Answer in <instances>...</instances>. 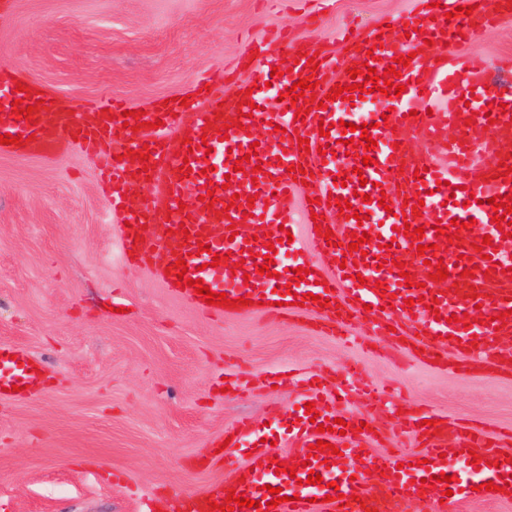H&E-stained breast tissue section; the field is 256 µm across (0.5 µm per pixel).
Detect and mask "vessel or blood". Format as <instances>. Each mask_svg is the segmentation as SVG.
I'll return each mask as SVG.
<instances>
[{
    "mask_svg": "<svg viewBox=\"0 0 512 512\" xmlns=\"http://www.w3.org/2000/svg\"><path fill=\"white\" fill-rule=\"evenodd\" d=\"M415 7L407 20L412 32L404 39L395 38L386 23L367 32L344 31L343 44L353 49L349 57L336 59L324 55L318 69L296 59L300 41L282 34L269 40L251 61L250 79L254 90L250 103L238 106L236 99L219 98L205 91V84L220 82V75L205 72L197 76L196 93L187 105H176L157 113H148V121H171L181 117V133L190 137L193 152L189 158L176 156L161 138L146 139L143 133L125 129L122 113L125 106L104 97L83 108L52 111L42 103L33 122L16 119L9 103L17 99L15 84L19 77L12 69L0 67V135L9 133L27 137V146L44 159L56 160L73 149L99 159L100 187L113 215L123 221L119 238L123 260H135L153 266L166 286H173L174 274L168 266L183 259L188 276L203 280L211 291L225 293L228 299L243 298L237 313L275 314L279 299L294 301L306 298L305 310L320 316H333V336L353 342L352 316L365 315L385 334L394 325L397 336L414 340L424 353L423 361H436L446 367L449 352L463 350L466 361L481 364L500 373L512 371V277L507 270L512 260L501 248L502 234L492 221V197L512 194V172L499 178L501 164L512 168V94L489 95L486 79L465 75L460 59L445 56L447 44L474 40L486 28L499 22L497 14L486 11L480 0H414ZM473 6L470 15L461 14L464 6ZM381 41V59L377 70H386L393 58L411 56L402 68L398 84L401 95L366 94L373 107L358 113L348 100L327 101L332 86H350L352 67L367 62L370 42ZM280 75H273V68ZM318 82L314 97L300 98L306 107L304 119L279 102L302 77ZM221 113L229 124L227 139H220L214 113ZM242 128H234V120ZM369 124V136L375 148L356 146L351 156L362 175L344 174L335 159H323L320 147L342 151L341 122ZM330 128L329 136L319 134L320 125ZM263 131L261 140L249 136V128ZM310 141L309 149L298 146L299 139ZM128 150L129 155L115 159L113 145ZM438 144L448 154L447 164L434 163L425 147ZM149 149L147 164H140L132 154ZM371 155L373 165L363 166L364 155ZM249 156L251 165L262 166L258 179L237 172L235 162ZM190 165L187 178L178 169ZM309 172L307 197L313 198L312 213L296 215L287 199L295 188L290 165ZM423 177H416V170ZM215 185L217 201L205 208L202 196L206 185ZM237 189L239 199H231L229 189ZM370 195L364 203L362 195ZM332 197L350 200L358 218L348 219L339 207L329 205ZM187 207H180V200ZM420 206L421 217L403 219L404 205ZM324 217L334 232L332 240L316 234L312 214ZM476 221L483 233L469 229ZM464 230H457V223ZM170 224L172 232L164 245H157L151 225ZM411 224L423 228L425 252L412 248L410 237L402 227ZM291 231L292 242L276 243L267 251V232ZM378 233L379 242L364 244L362 251L350 250L355 230ZM456 233L460 243L451 244L447 234ZM490 245H482L483 237ZM209 245V252H199V244ZM222 255L214 264V255ZM273 259L274 277L261 275L266 259ZM405 264L406 277L388 270L389 261ZM242 269H235V262ZM444 263L452 281L451 289L437 287L431 280V266ZM308 268L306 280H293L291 269ZM473 270V278L463 277V270ZM383 289H376V282ZM479 287L477 299H470L471 287ZM179 298L213 317L228 315V308L215 306L196 295L193 287L179 291ZM412 307H405V300ZM468 315L471 326L451 322V315ZM29 356H18L15 346L0 343V400L12 386L33 385L38 373L32 372ZM280 382L290 380L303 385V395L290 411L272 409L279 434L285 436L300 466L295 474L277 473L268 444L254 442V424L240 420L232 428L235 441L252 440L253 469L245 470L244 482L236 483V495L254 500V507L235 508L234 512H376L379 501L391 504V512H410L416 505L427 512H448L449 505L476 501H507L501 493L504 483H512V464L500 462V442L490 441L484 431L457 428L455 434L433 432L430 421L434 412L403 415L402 432L414 436L417 450L385 457L373 453L376 433L361 430V416L347 420L346 434L318 433L317 424L338 418L339 412L324 400L312 374L302 370H282ZM314 403L318 418L305 412L306 403ZM329 442V449L309 458L310 445ZM475 451L477 464L457 468L462 452ZM430 467H422V460ZM321 474L322 483H308L310 473ZM447 474L437 486H418V479ZM494 482L495 491L483 490L484 482ZM337 484L341 498L328 499L329 484ZM281 488L285 502L272 505L271 488Z\"/></svg>",
    "mask_w": 512,
    "mask_h": 512,
    "instance_id": "obj_1",
    "label": "vessel or blood"
}]
</instances>
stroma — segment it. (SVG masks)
<instances>
[{
    "mask_svg": "<svg viewBox=\"0 0 512 512\" xmlns=\"http://www.w3.org/2000/svg\"><path fill=\"white\" fill-rule=\"evenodd\" d=\"M0 62L55 99L84 103L109 94L129 110L152 111L193 90L201 71L220 70L227 96L247 81L244 40L288 30L323 53L343 55L345 24H404L414 0H334L318 24L296 0H4ZM449 56L490 70L512 55V18ZM95 159L81 151L54 162L0 151V343L44 366L34 395L0 401V512H141L231 480L247 451L213 454L240 418L257 426L270 407L289 409L301 388L272 386L271 372L321 375L334 399L346 365L393 402H352L392 434L379 455L411 451L393 434L396 409L429 408L465 427L512 436V376L435 370L409 345L373 354L370 321L355 320L361 347L321 333L314 313L223 319L179 299L149 267L123 264L121 233L98 191ZM246 368L249 395L224 391Z\"/></svg>",
    "mask_w": 512,
    "mask_h": 512,
    "instance_id": "1",
    "label": "stroma"
}]
</instances>
